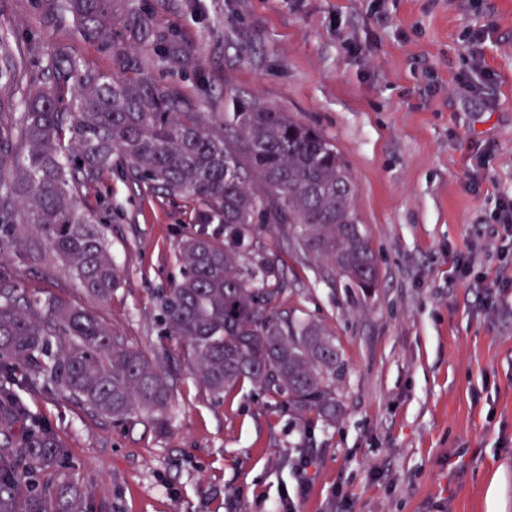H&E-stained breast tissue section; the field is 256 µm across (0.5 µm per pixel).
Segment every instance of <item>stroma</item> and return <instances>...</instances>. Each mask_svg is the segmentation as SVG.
Wrapping results in <instances>:
<instances>
[{
  "label": "stroma",
  "mask_w": 512,
  "mask_h": 512,
  "mask_svg": "<svg viewBox=\"0 0 512 512\" xmlns=\"http://www.w3.org/2000/svg\"><path fill=\"white\" fill-rule=\"evenodd\" d=\"M147 2L199 50L188 74L150 70L199 111L221 119L225 90H242L335 144L379 286L348 288L289 246L284 228L265 240L288 279L274 311L320 321L342 354L329 423L248 384L211 395L162 334L157 293L179 277L191 203L118 172L89 190L108 207L123 271L106 302L60 262L1 255L29 293L92 310L174 372L163 435L21 390L56 434L88 512H512V237L487 221L512 199V0ZM475 52L485 72L469 70ZM57 55L112 69L43 0H0V127L56 82ZM461 77L476 93L453 92ZM486 151L491 162L477 166ZM459 260L470 272H454Z\"/></svg>",
  "instance_id": "35a3bbf8"
}]
</instances>
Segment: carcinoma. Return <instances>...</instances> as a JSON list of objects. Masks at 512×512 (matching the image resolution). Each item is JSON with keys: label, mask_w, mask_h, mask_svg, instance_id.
Segmentation results:
<instances>
[{"label": "carcinoma", "mask_w": 512, "mask_h": 512, "mask_svg": "<svg viewBox=\"0 0 512 512\" xmlns=\"http://www.w3.org/2000/svg\"><path fill=\"white\" fill-rule=\"evenodd\" d=\"M77 31L112 58L102 72L60 58L72 88H42L25 101L13 132L0 134V253L26 250L58 260L94 299L121 281L98 209L84 190L116 162L132 181L195 204V224L178 242L180 278L158 292L159 325L191 355L198 383L219 397L245 383L285 399L297 412L336 419L343 362L336 340L313 320L283 318L273 301L288 287L262 255L279 224L294 247L321 259L367 295L379 275L353 206L355 185L336 146L244 91L225 92L223 123L158 81L138 46L174 72L196 50L156 20L147 0H50ZM117 422L169 426L172 387L162 360L131 345L97 315L31 295L0 270V512H86L60 461L54 433L16 392L19 377ZM29 421L18 437L14 421Z\"/></svg>", "instance_id": "carcinoma-1"}]
</instances>
